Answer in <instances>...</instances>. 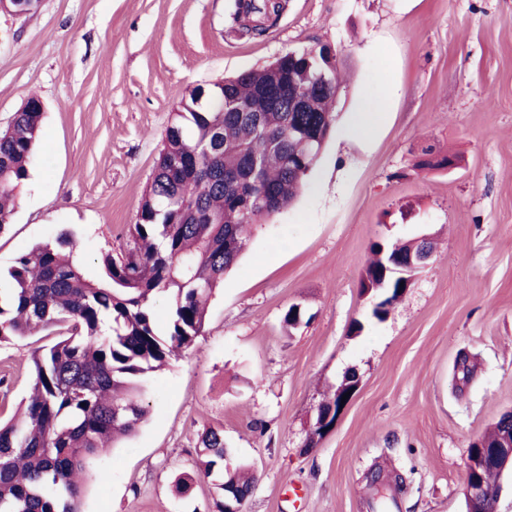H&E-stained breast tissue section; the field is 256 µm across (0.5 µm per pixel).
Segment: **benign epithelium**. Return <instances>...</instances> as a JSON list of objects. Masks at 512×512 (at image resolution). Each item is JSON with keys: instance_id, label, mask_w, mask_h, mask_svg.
Segmentation results:
<instances>
[{"instance_id": "benign-epithelium-1", "label": "benign epithelium", "mask_w": 512, "mask_h": 512, "mask_svg": "<svg viewBox=\"0 0 512 512\" xmlns=\"http://www.w3.org/2000/svg\"><path fill=\"white\" fill-rule=\"evenodd\" d=\"M430 253L423 248L412 249L408 257L396 253L389 259V264L384 266V272L397 274L404 277L405 274L418 269L429 259ZM359 386V380H354L341 388L336 394V410L327 413L317 412L318 425L328 429L332 424L334 413L341 412L343 395L354 391ZM501 432L499 438L492 442L477 441V447L467 448L465 470V501L466 512H487L489 490L486 485L487 476H502L512 469V412L501 416Z\"/></svg>"}]
</instances>
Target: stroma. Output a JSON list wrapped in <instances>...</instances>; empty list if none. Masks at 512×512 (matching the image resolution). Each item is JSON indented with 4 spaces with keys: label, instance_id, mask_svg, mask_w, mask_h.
<instances>
[{
    "label": "stroma",
    "instance_id": "stroma-1",
    "mask_svg": "<svg viewBox=\"0 0 512 512\" xmlns=\"http://www.w3.org/2000/svg\"><path fill=\"white\" fill-rule=\"evenodd\" d=\"M230 5L0 11V129L29 97L44 108L0 234L1 272L67 230L97 274L102 254L125 248L191 90L290 50L337 53L336 132L295 201L254 228L193 347L144 376L146 414L88 460L81 512H211L217 490L195 465L208 428L223 430L228 463L257 473L242 512H372L376 475L390 495L383 512H464L466 450L512 410V0H288L257 39L231 30ZM389 85L400 91L375 135L345 137L352 113ZM427 150L457 154L458 167H419ZM422 237L431 258L373 318L358 288L370 244ZM293 306L301 321L289 326ZM54 341H0V416L29 396L32 350ZM350 368L358 390L309 443L318 404Z\"/></svg>",
    "mask_w": 512,
    "mask_h": 512
}]
</instances>
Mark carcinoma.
I'll return each instance as SVG.
<instances>
[{"label":"carcinoma","mask_w":512,"mask_h":512,"mask_svg":"<svg viewBox=\"0 0 512 512\" xmlns=\"http://www.w3.org/2000/svg\"><path fill=\"white\" fill-rule=\"evenodd\" d=\"M286 8L287 0H233L229 23L242 37L260 36ZM328 50L285 53L224 79V92L242 101L244 112H223L191 93L166 129L127 251L102 255L99 276L84 271L68 231L18 256L4 274L0 340L46 327L59 340L31 353L23 417L0 422V512H80L88 459L109 454L145 416L142 377L193 345L212 290L254 227L293 202L317 162L334 129L340 87L338 69L323 56ZM296 96L311 108L284 111ZM42 117V102L32 96L0 130V233L29 179ZM296 128L316 138L306 154ZM383 246L392 249L370 244L373 259L359 288L389 306L402 292L381 273ZM163 293L172 306L162 329L154 299ZM201 443L199 469L221 491L214 512H228L237 493L253 490L255 477L224 465L221 430H206Z\"/></svg>","instance_id":"1"}]
</instances>
